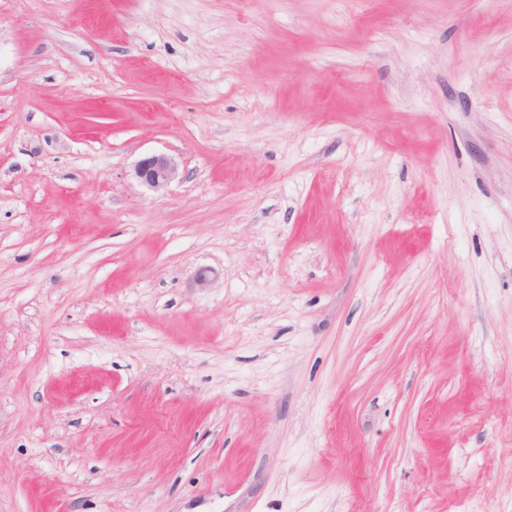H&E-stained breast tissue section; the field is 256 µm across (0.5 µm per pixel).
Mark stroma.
Masks as SVG:
<instances>
[{
    "label": "stroma",
    "mask_w": 512,
    "mask_h": 512,
    "mask_svg": "<svg viewBox=\"0 0 512 512\" xmlns=\"http://www.w3.org/2000/svg\"><path fill=\"white\" fill-rule=\"evenodd\" d=\"M470 505L512 512V0H0V512ZM135 175L143 185L159 190L176 178L177 167L173 160L164 154L152 155L137 163Z\"/></svg>",
    "instance_id": "1"
}]
</instances>
